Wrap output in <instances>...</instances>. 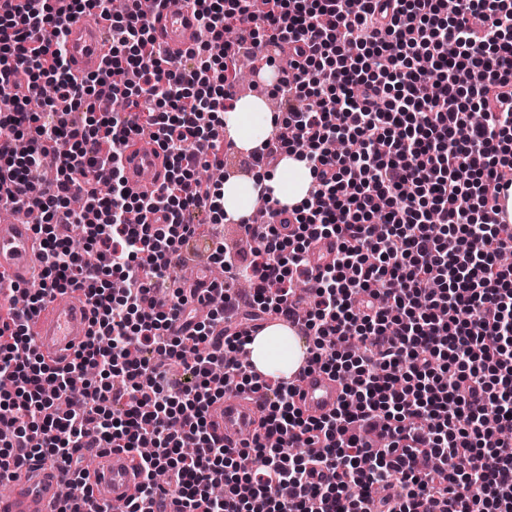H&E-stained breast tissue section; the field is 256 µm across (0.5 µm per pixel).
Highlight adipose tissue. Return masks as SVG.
<instances>
[{"label": "adipose tissue", "instance_id": "1", "mask_svg": "<svg viewBox=\"0 0 512 512\" xmlns=\"http://www.w3.org/2000/svg\"><path fill=\"white\" fill-rule=\"evenodd\" d=\"M224 128L239 149L258 148L271 119L261 101L242 99L223 114ZM312 176L306 161L288 154L277 171L262 181L248 179L225 181L221 187L224 215L237 220L248 216L261 190H269L281 205L295 207L308 197ZM251 358L266 376L277 379L293 371L303 352L297 338L285 327L270 326L259 332L249 345Z\"/></svg>", "mask_w": 512, "mask_h": 512}]
</instances>
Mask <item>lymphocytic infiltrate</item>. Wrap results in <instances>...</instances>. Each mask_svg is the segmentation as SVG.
Returning <instances> with one entry per match:
<instances>
[{"instance_id":"obj_1","label":"lymphocytic infiltrate","mask_w":512,"mask_h":512,"mask_svg":"<svg viewBox=\"0 0 512 512\" xmlns=\"http://www.w3.org/2000/svg\"><path fill=\"white\" fill-rule=\"evenodd\" d=\"M128 0H17L0 12V181L38 212L43 270L25 308L0 310V483L48 462L80 484L82 449L138 454L142 500L174 498L187 512H512V224L498 220L512 190V0H194L201 40L161 55ZM110 17L106 69H68V12ZM275 40L293 55L263 90L279 100L314 176L294 226L242 219L255 241L247 267L224 268L221 338L195 323L181 289L162 294L183 246L222 211L198 167H223L218 126L242 56ZM121 100L102 112L103 98ZM484 114L471 120L473 111ZM102 112L100 121L92 113ZM151 133L168 159L160 193H132L122 148ZM352 139L357 154H336ZM109 150H102V142ZM160 214L131 224L126 213ZM80 228L76 252L59 225ZM335 237V259L308 268L312 239ZM119 272L122 293L110 276ZM253 317L295 318L312 363L343 382L332 413L304 416L296 389L259 383L224 350H245L233 317L238 278ZM305 282L307 296L296 291ZM84 290L94 332L66 365L45 361L28 322L51 297ZM194 322L186 335L176 321ZM259 395L263 432L250 447L210 437L209 408L226 390ZM300 446L301 455H290ZM262 467H242L249 452ZM290 487L291 497L280 495Z\"/></svg>"}]
</instances>
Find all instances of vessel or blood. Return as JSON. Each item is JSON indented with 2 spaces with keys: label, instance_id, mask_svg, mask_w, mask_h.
<instances>
[{
  "label": "vessel or blood",
  "instance_id": "b4317fda",
  "mask_svg": "<svg viewBox=\"0 0 512 512\" xmlns=\"http://www.w3.org/2000/svg\"><path fill=\"white\" fill-rule=\"evenodd\" d=\"M152 24L156 42L174 53L195 45L199 26L193 5L172 11L156 6L154 0H142ZM103 22L88 14L70 18L67 31L69 63L72 75L82 78L101 71L105 66L108 45L103 36ZM124 176L136 194L154 195L165 182L167 158L152 137H135L123 151ZM336 238L320 239L312 248L310 267L324 266L335 256ZM42 267L39 241L32 224L18 218L0 221V304L10 305L17 289L36 276ZM212 275L196 277L185 289L195 308H203L216 294ZM90 307L82 292L76 291L49 301L29 323L32 342L49 362L63 365L90 330ZM289 382L298 388L297 403L304 415L321 417L334 411L341 401L339 380L311 364L310 354H303L290 373ZM261 401L255 396L228 395L210 411V432L228 447L240 446L244 435L258 428ZM141 480L140 468L133 454L112 449L96 462L90 485L92 493L87 505H112L128 500ZM69 477L59 469L32 466L24 476L12 482L10 494L0 497V512H52L61 489Z\"/></svg>",
  "mask_w": 512,
  "mask_h": 512
}]
</instances>
